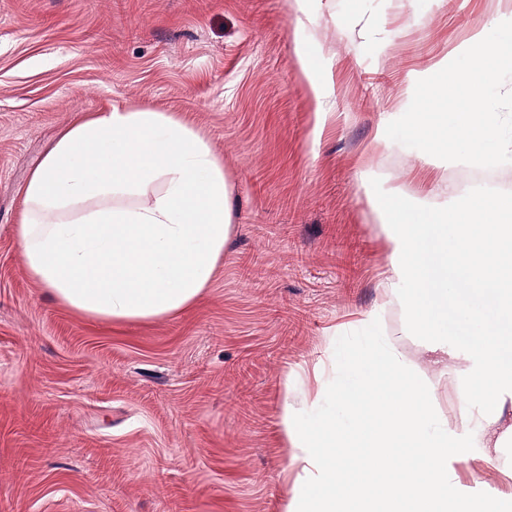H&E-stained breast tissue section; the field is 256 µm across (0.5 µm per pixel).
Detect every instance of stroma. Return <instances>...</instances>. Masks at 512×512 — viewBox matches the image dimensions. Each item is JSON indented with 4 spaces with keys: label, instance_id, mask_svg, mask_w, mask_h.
Wrapping results in <instances>:
<instances>
[{
    "label": "stroma",
    "instance_id": "35a3bbf8",
    "mask_svg": "<svg viewBox=\"0 0 512 512\" xmlns=\"http://www.w3.org/2000/svg\"><path fill=\"white\" fill-rule=\"evenodd\" d=\"M292 2L0 0V512H285L296 472L279 432L283 378L314 414L367 346L390 342L422 365L404 304L360 323L387 271L370 200L394 188L449 212L486 187L470 165L432 169L376 144V126L512 0ZM306 53L327 60L322 123ZM115 108L181 118L230 190L211 287L158 321L65 307L28 276L14 235L33 169L79 117ZM440 182L448 192L433 194ZM480 327L505 325L461 290L449 344L465 353ZM461 455L449 476L478 512H512V444L493 465L469 445Z\"/></svg>",
    "mask_w": 512,
    "mask_h": 512
}]
</instances>
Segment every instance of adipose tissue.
<instances>
[{
    "label": "adipose tissue",
    "mask_w": 512,
    "mask_h": 512,
    "mask_svg": "<svg viewBox=\"0 0 512 512\" xmlns=\"http://www.w3.org/2000/svg\"><path fill=\"white\" fill-rule=\"evenodd\" d=\"M24 202L15 236L30 277L65 306L114 323L191 308L231 233L222 164L199 134L158 112L79 119L32 172ZM372 208L389 242L381 294L406 302L408 331L428 336L438 356L418 370L380 344L357 360L345 403L366 455L348 467L336 462L346 432L334 415L302 421L283 384L280 431L298 471L288 512H475L448 470L460 435L482 448L512 440V365L483 332L452 368L444 326L457 288L492 292L512 317V194L456 195L450 219L395 189ZM441 377L457 393L452 425L432 406Z\"/></svg>",
    "instance_id": "ef3b65f1"
}]
</instances>
